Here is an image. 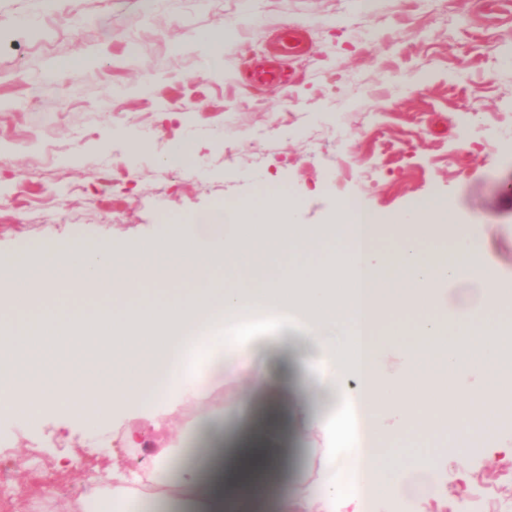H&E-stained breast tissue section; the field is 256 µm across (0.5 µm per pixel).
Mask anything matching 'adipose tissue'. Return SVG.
Masks as SVG:
<instances>
[{
    "label": "adipose tissue",
    "instance_id": "obj_1",
    "mask_svg": "<svg viewBox=\"0 0 512 512\" xmlns=\"http://www.w3.org/2000/svg\"><path fill=\"white\" fill-rule=\"evenodd\" d=\"M295 207L271 186L252 204L166 222L152 249L63 244L43 261L0 264V413L40 417L91 396L103 416L168 400L196 385L206 348L243 359L225 322L292 310L323 344L348 405L319 428L321 492L411 490L435 465L441 416L469 413L464 375L512 391V324L494 308L512 299V276L480 275L469 226L449 224L438 204L384 223L349 202L335 223L314 226L294 223ZM444 224L447 247L438 243ZM382 236L390 253L377 248ZM390 339L410 362L398 381L379 357ZM65 340L83 348L79 374L62 365ZM172 460L171 449H156L139 470L117 474L111 492L67 512H141L156 498L187 512H288L287 494L272 496L263 482L275 448L206 480L184 470L172 490L152 484Z\"/></svg>",
    "mask_w": 512,
    "mask_h": 512
}]
</instances>
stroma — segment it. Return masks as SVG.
I'll return each instance as SVG.
<instances>
[{
    "mask_svg": "<svg viewBox=\"0 0 512 512\" xmlns=\"http://www.w3.org/2000/svg\"><path fill=\"white\" fill-rule=\"evenodd\" d=\"M224 28L213 57L197 32ZM286 28L306 34L294 81L258 89L244 71ZM89 56L91 67L69 63ZM52 82H44L47 71ZM190 167H166L172 144ZM270 184L294 218L333 223L344 203L378 218L426 201L473 225L480 271L512 275V0H0V259L59 243L155 247L164 221L252 202ZM245 361L215 355L202 382L217 422L179 395L99 422L87 408L41 420L0 415V468L20 493L0 512H60L92 478L136 469L154 448H207L224 465L266 432L282 456L267 478L299 498L319 453L296 413L344 410L321 350L252 320ZM269 383L252 389L251 372ZM512 512V425L442 448L431 478L374 512Z\"/></svg>",
    "mask_w": 512,
    "mask_h": 512,
    "instance_id": "1",
    "label": "stroma"
}]
</instances>
